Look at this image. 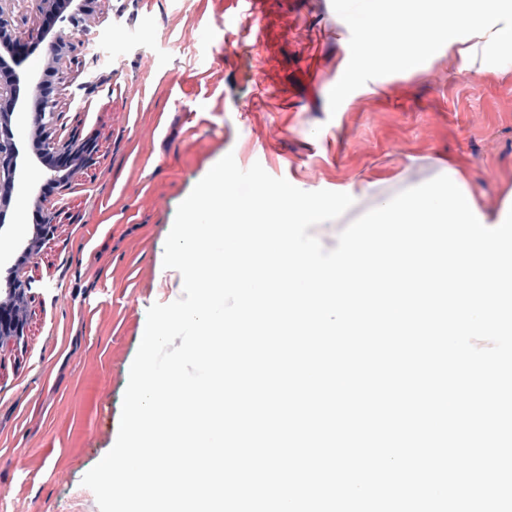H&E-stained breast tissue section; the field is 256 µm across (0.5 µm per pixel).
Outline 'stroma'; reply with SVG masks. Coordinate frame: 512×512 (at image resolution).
I'll return each mask as SVG.
<instances>
[{
  "mask_svg": "<svg viewBox=\"0 0 512 512\" xmlns=\"http://www.w3.org/2000/svg\"><path fill=\"white\" fill-rule=\"evenodd\" d=\"M364 0H96L61 62L58 138L93 139L65 187L15 196L56 212L20 268L35 295L27 344L0 357V512H99L82 479L117 439L147 311L182 295L160 273L179 204L226 154L304 191L354 190L356 205L312 227L325 249L371 208L460 171L489 218L512 210V53L483 67L425 60L414 74L360 61ZM43 17L28 0L13 38L46 66ZM262 43L241 38L247 28ZM321 77L310 87L308 71ZM355 71L351 92L335 83Z\"/></svg>",
  "mask_w": 512,
  "mask_h": 512,
  "instance_id": "stroma-1",
  "label": "stroma"
}]
</instances>
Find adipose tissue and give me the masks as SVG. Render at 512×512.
<instances>
[{"mask_svg": "<svg viewBox=\"0 0 512 512\" xmlns=\"http://www.w3.org/2000/svg\"><path fill=\"white\" fill-rule=\"evenodd\" d=\"M374 25L385 27L390 38L369 41L366 55L391 56L405 73H415L420 60L436 57L441 49L458 55L470 70L483 59L486 45L512 52V0H369ZM418 19L407 27L405 17ZM469 29L474 40L463 45L460 31Z\"/></svg>", "mask_w": 512, "mask_h": 512, "instance_id": "ef3b65f1", "label": "adipose tissue"}]
</instances>
